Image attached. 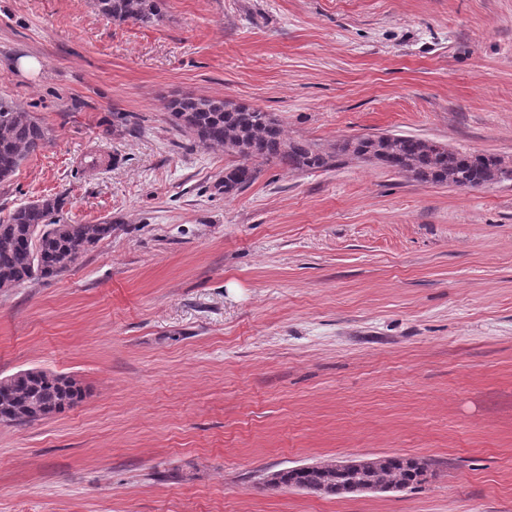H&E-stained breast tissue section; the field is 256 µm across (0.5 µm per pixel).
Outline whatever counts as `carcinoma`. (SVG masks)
<instances>
[{
	"mask_svg": "<svg viewBox=\"0 0 512 512\" xmlns=\"http://www.w3.org/2000/svg\"><path fill=\"white\" fill-rule=\"evenodd\" d=\"M101 14L118 22L153 26L163 18V0H95ZM173 122L199 143L221 147L237 157L224 168V197L231 198L257 178L259 164L273 162L291 171L327 170L344 159H361L417 182L476 189L512 179L505 158L467 152L415 135L380 133L336 141L324 149L292 140L270 113L221 98L183 96L170 104ZM53 130L15 103L0 99V182L12 177L23 161L42 151ZM65 199L47 196L14 209L0 220V288L61 276L101 241L112 237L114 224H70ZM46 234L31 241L33 229ZM79 389L61 386L58 377L28 369L0 379V424H25L61 413L80 403ZM428 463L420 458L381 456L368 465L339 468L321 463L286 469L272 488L291 487L327 497H343L352 487L402 490L424 481Z\"/></svg>",
	"mask_w": 512,
	"mask_h": 512,
	"instance_id": "obj_1",
	"label": "carcinoma"
}]
</instances>
